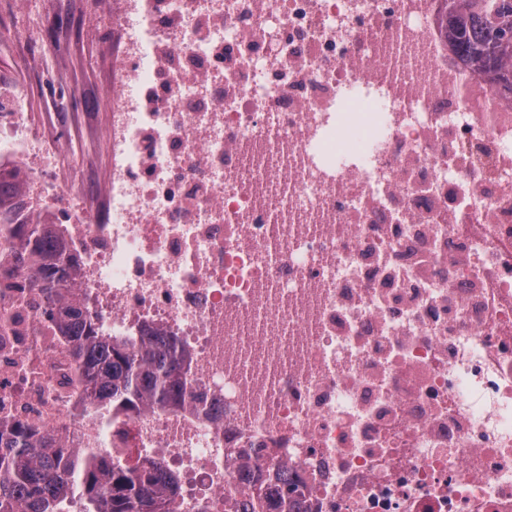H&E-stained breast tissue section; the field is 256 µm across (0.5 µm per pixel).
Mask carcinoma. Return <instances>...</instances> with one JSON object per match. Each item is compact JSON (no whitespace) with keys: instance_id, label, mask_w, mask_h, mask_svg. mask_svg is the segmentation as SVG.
I'll use <instances>...</instances> for the list:
<instances>
[{"instance_id":"1","label":"carcinoma","mask_w":512,"mask_h":512,"mask_svg":"<svg viewBox=\"0 0 512 512\" xmlns=\"http://www.w3.org/2000/svg\"><path fill=\"white\" fill-rule=\"evenodd\" d=\"M442 28L459 58L495 86L512 87V0H445ZM18 175L0 170V208L15 222L0 224V248L14 251L0 273L5 303L25 296L41 301L42 314L68 337L71 382L83 391L104 432L145 408L175 409L187 397L186 354L175 336H104L87 309L72 301L71 268L46 224L20 219L13 202ZM123 448H68L52 431L18 418L0 427V512H61L78 496L84 512H176L179 480L160 463L123 460ZM267 492L250 504L253 512H303L296 486L273 462L265 468Z\"/></svg>"}]
</instances>
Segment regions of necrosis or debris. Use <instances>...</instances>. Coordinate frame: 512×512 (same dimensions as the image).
Masks as SVG:
<instances>
[{
    "instance_id": "1",
    "label": "necrosis or debris",
    "mask_w": 512,
    "mask_h": 512,
    "mask_svg": "<svg viewBox=\"0 0 512 512\" xmlns=\"http://www.w3.org/2000/svg\"><path fill=\"white\" fill-rule=\"evenodd\" d=\"M105 192L16 86L0 165L80 259L102 329L178 337L186 402L113 428L180 474V512L288 468L305 512H512V91L441 0H112ZM0 333V426L102 435L37 308Z\"/></svg>"
}]
</instances>
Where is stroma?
I'll use <instances>...</instances> for the list:
<instances>
[{
    "label": "stroma",
    "mask_w": 512,
    "mask_h": 512,
    "mask_svg": "<svg viewBox=\"0 0 512 512\" xmlns=\"http://www.w3.org/2000/svg\"><path fill=\"white\" fill-rule=\"evenodd\" d=\"M107 0H0V38L11 50L0 52V88L26 85L35 121L52 117L54 107L43 84L53 72L64 86L86 94L85 109L112 108L110 85L115 77L104 39ZM78 164L72 177L103 184L108 145L100 131L73 116Z\"/></svg>",
    "instance_id": "1"
}]
</instances>
